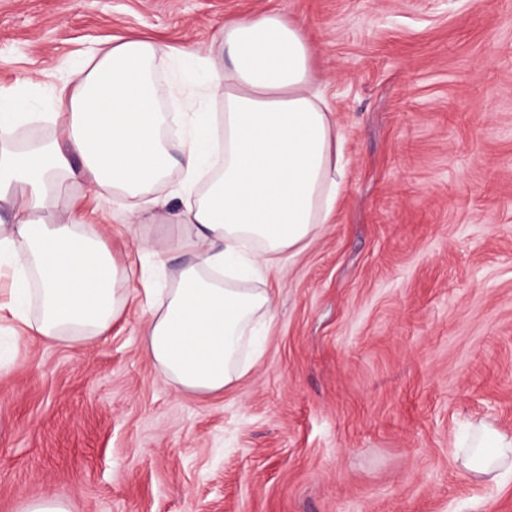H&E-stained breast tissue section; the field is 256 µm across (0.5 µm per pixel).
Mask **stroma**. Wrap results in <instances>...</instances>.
<instances>
[{"label": "stroma", "mask_w": 512, "mask_h": 512, "mask_svg": "<svg viewBox=\"0 0 512 512\" xmlns=\"http://www.w3.org/2000/svg\"><path fill=\"white\" fill-rule=\"evenodd\" d=\"M301 19L343 135L334 223L284 273L248 371L177 393L138 304L89 344L0 325V512H512L455 457L512 432V0H0V87L53 112L101 46L203 47L225 20ZM133 279L180 228L68 186Z\"/></svg>", "instance_id": "obj_1"}]
</instances>
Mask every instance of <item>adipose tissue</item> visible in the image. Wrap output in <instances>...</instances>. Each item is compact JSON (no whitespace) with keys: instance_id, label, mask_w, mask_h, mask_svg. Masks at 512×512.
<instances>
[{"instance_id":"1","label":"adipose tissue","mask_w":512,"mask_h":512,"mask_svg":"<svg viewBox=\"0 0 512 512\" xmlns=\"http://www.w3.org/2000/svg\"><path fill=\"white\" fill-rule=\"evenodd\" d=\"M177 56L202 68V92L223 111H204L193 90L180 112L163 111L159 76ZM314 83L303 23L261 14L226 22L204 54L137 38L101 49L74 87L57 89L54 137L32 136L21 150L12 146L18 128L42 117L0 89V265L15 277L0 320L69 343L98 339L124 311L127 269L66 197L81 181L96 197L124 199L128 228L147 219L182 226L177 240L148 249L160 270L176 253L192 260L173 287L143 280L145 350L174 390L222 392L246 372L238 356L247 328L273 313L267 290L237 279L282 270L336 210L343 136ZM173 123L188 134L177 159L168 150ZM174 169L181 208L169 214L153 193ZM472 446L465 467L493 480L512 474V434L483 424Z\"/></svg>"}]
</instances>
